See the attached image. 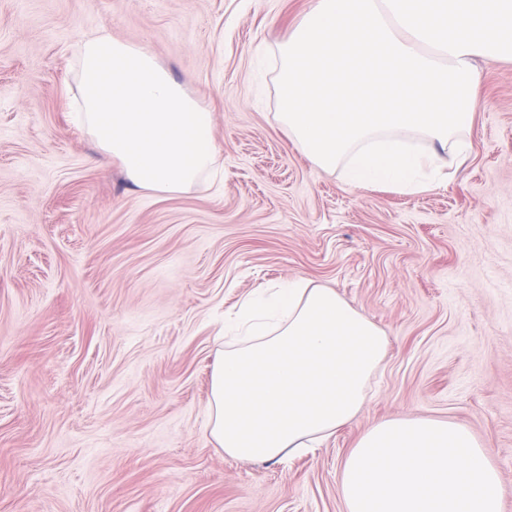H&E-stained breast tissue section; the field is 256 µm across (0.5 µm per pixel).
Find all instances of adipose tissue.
Wrapping results in <instances>:
<instances>
[{"mask_svg":"<svg viewBox=\"0 0 512 512\" xmlns=\"http://www.w3.org/2000/svg\"><path fill=\"white\" fill-rule=\"evenodd\" d=\"M224 333L211 374L210 436L229 457L266 463L316 447L353 421L388 346L335 290L303 278L254 289Z\"/></svg>","mask_w":512,"mask_h":512,"instance_id":"adipose-tissue-1","label":"adipose tissue"}]
</instances>
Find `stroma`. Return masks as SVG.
<instances>
[{
  "label": "stroma",
  "mask_w": 512,
  "mask_h": 512,
  "mask_svg": "<svg viewBox=\"0 0 512 512\" xmlns=\"http://www.w3.org/2000/svg\"><path fill=\"white\" fill-rule=\"evenodd\" d=\"M313 0H0V512H344L339 468L399 416L466 425L512 512V62H480L470 157L354 187L276 121L269 59ZM108 26L213 114L178 195L100 162L73 48ZM331 288L388 340L375 395L271 464L210 436L214 336L255 288Z\"/></svg>",
  "instance_id": "obj_1"
}]
</instances>
